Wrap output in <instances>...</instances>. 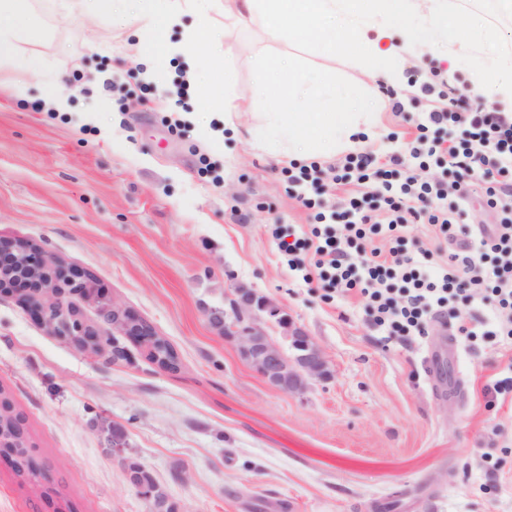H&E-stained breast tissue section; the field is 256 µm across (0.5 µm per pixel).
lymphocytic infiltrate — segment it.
<instances>
[{
    "label": "lymphocytic infiltrate",
    "instance_id": "f902f5d3",
    "mask_svg": "<svg viewBox=\"0 0 512 512\" xmlns=\"http://www.w3.org/2000/svg\"><path fill=\"white\" fill-rule=\"evenodd\" d=\"M411 150L418 165L402 174L398 155L351 154L334 184L341 197H305L312 224L277 247L305 283L361 296L377 327L392 336H426L452 305L483 309L493 333L512 347V108L486 109L480 98L451 97L418 126ZM443 178L429 176L431 166ZM494 217L463 231L471 197ZM444 239L437 275L428 252L404 246L410 225Z\"/></svg>",
    "mask_w": 512,
    "mask_h": 512
}]
</instances>
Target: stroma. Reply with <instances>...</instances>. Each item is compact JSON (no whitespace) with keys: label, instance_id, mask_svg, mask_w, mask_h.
<instances>
[{"label":"stroma","instance_id":"1","mask_svg":"<svg viewBox=\"0 0 512 512\" xmlns=\"http://www.w3.org/2000/svg\"><path fill=\"white\" fill-rule=\"evenodd\" d=\"M31 30L0 62V236L25 240L89 273L103 301L76 298L101 331L91 354L53 333L15 295L0 296V395L7 397L48 480L0 462V512H152L130 482L137 463L178 512H512V401L488 387L512 358L497 337L461 341L444 379L461 396L436 398L423 359L435 336L413 341L377 328L362 298L325 295L289 270L272 225L310 222L288 188V160L255 149L261 113L253 61L263 51L300 55L355 85L358 70L309 45L271 40L257 23L221 12L214 54L235 74L244 107L236 136L207 138L218 115L197 94L186 64L143 84L145 64L125 22L29 0ZM363 42L400 56L402 113L388 89L373 97L379 125L363 149L409 154L429 102L411 81L466 93L464 63L446 48L418 50L400 24ZM66 75L80 103L101 112L59 113L19 61ZM183 101L196 123L167 109ZM28 97L16 99V85ZM255 289L303 325L331 378L300 394L268 386L224 338L234 285ZM132 310L166 339L178 366L164 370L145 347L112 328L102 309Z\"/></svg>","mask_w":512,"mask_h":512}]
</instances>
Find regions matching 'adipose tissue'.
I'll list each match as a JSON object with an SVG mask.
<instances>
[{
	"instance_id": "ef3b65f1",
	"label": "adipose tissue",
	"mask_w": 512,
	"mask_h": 512,
	"mask_svg": "<svg viewBox=\"0 0 512 512\" xmlns=\"http://www.w3.org/2000/svg\"><path fill=\"white\" fill-rule=\"evenodd\" d=\"M82 6L91 13L112 14L127 20L137 39V49L149 63L166 29L180 26L185 14H195V28L185 40L192 57L209 56L214 37L210 14L218 9L249 16L275 41L309 43L323 57L354 60L362 75L398 85L401 73L393 48L373 43L365 47V29H386L392 21L406 20L407 39L416 46L439 44L456 58L468 60L476 93L494 97L512 94V55L486 64L474 52L487 33L459 9L458 0H61L63 9ZM233 75L215 65L201 86L213 108L224 115L223 129L209 130L210 138L234 130L240 104L232 92Z\"/></svg>"
}]
</instances>
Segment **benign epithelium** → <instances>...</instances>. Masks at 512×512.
Wrapping results in <instances>:
<instances>
[{
    "mask_svg": "<svg viewBox=\"0 0 512 512\" xmlns=\"http://www.w3.org/2000/svg\"><path fill=\"white\" fill-rule=\"evenodd\" d=\"M18 293L32 313L55 333L68 336L82 349L101 351L103 336L85 325L70 296L93 293L89 278L40 247L23 240L0 238V295ZM112 326L140 345L153 349L157 336L133 312L117 306L108 309ZM275 320L290 347L300 351L290 361L270 338L262 318ZM224 338L233 341L241 357L270 387L301 393L309 382L330 378L326 356L306 329L283 314L280 306L252 288L232 289L224 310ZM14 448L28 450L17 418L8 401L0 399V458L16 463Z\"/></svg>",
    "mask_w": 512,
    "mask_h": 512,
    "instance_id": "7a95c632",
    "label": "benign epithelium"
}]
</instances>
